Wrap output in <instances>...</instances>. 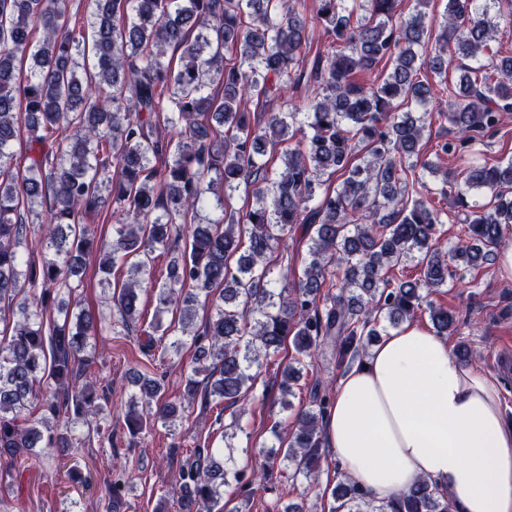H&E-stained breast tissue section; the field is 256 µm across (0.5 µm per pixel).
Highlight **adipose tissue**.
Listing matches in <instances>:
<instances>
[{"label":"adipose tissue","mask_w":512,"mask_h":512,"mask_svg":"<svg viewBox=\"0 0 512 512\" xmlns=\"http://www.w3.org/2000/svg\"><path fill=\"white\" fill-rule=\"evenodd\" d=\"M325 437L344 474L388 499L419 479L460 512H512V420L499 380L459 363L416 323L384 336L336 382Z\"/></svg>","instance_id":"1"}]
</instances>
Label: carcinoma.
I'll return each mask as SVG.
<instances>
[{
	"instance_id": "1",
	"label": "carcinoma",
	"mask_w": 512,
	"mask_h": 512,
	"mask_svg": "<svg viewBox=\"0 0 512 512\" xmlns=\"http://www.w3.org/2000/svg\"><path fill=\"white\" fill-rule=\"evenodd\" d=\"M317 2L328 49L312 55L307 17L290 0H87L79 27L70 0H0V480L25 455L73 448L70 431L21 421L30 404L42 402L66 425L97 412L100 396L75 363L108 325L88 312L46 318L50 308H67L63 293L79 287L96 249L104 277L128 267L112 292L126 329L152 282L153 253L166 254L156 313L172 308L179 317L150 322L145 354L168 336L171 348L195 347L196 367L177 400L166 398L160 378H134L131 401L142 410L127 411L125 427L135 438L150 420L174 427L199 402L220 408V417L230 411V426L238 425L241 403L260 385L268 390L264 362L288 341L295 355L277 389L282 408H293L294 385L319 347L330 346L346 370L386 331L383 322L394 328L414 318L422 289L448 286L512 231V159L470 164L458 183L443 174L439 194L455 191L465 211L464 238L446 250L441 210L420 193L424 174L439 173L419 161L433 123V84L421 69L461 72L443 88L457 136L438 143L441 153H462L475 135L512 120V56L490 47L488 4L501 0H448L436 32L426 13H398L399 0ZM383 62L392 68L377 84L359 82ZM300 87L303 112L248 107L250 97L258 105ZM412 103L423 111L399 112ZM164 128L173 133L166 140ZM23 132L19 158L12 147ZM296 133L284 167L273 170L268 149ZM332 177L340 179L334 188ZM241 187L253 204L227 211L226 198ZM106 197L116 205V236L100 246L85 221L102 215ZM212 201L221 218L188 223ZM36 205L49 219L40 228L48 256L25 263L18 248L30 224L20 209ZM299 227L309 235L301 275L274 274L268 253ZM409 265L419 278L390 276ZM199 306L210 315L203 331L191 332ZM427 308L437 335L457 331L452 311ZM330 407L314 382L293 430L273 423L275 443L260 449L264 464L250 472L228 467L230 446L196 445L159 509L239 512L238 488L266 492L276 472L316 479ZM127 490L124 476L111 480L105 512ZM327 491V512H457L427 480L382 501L338 471Z\"/></svg>"
}]
</instances>
